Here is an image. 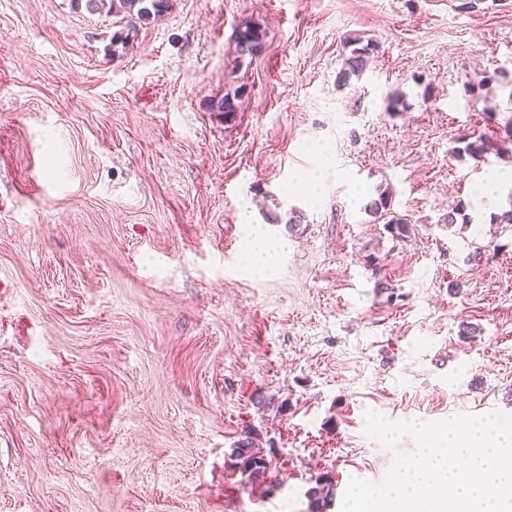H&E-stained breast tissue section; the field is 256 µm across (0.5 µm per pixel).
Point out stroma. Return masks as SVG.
<instances>
[{
  "label": "stroma",
  "instance_id": "35a3bbf8",
  "mask_svg": "<svg viewBox=\"0 0 512 512\" xmlns=\"http://www.w3.org/2000/svg\"><path fill=\"white\" fill-rule=\"evenodd\" d=\"M114 30L0 0V512H312L322 477L341 512L393 461L365 409L512 414V181L473 199L512 141L457 153L512 127V0H171L119 57ZM384 188L407 238L363 209ZM256 227L288 243L262 274ZM263 42L264 31L256 26H246L236 35V46L240 56H253L263 47ZM374 49L375 46L369 43L352 49L350 56L344 60L342 68L338 72L337 82L341 85H346L352 76L359 77L362 75L368 67ZM248 258L247 268L254 272H265L269 268L268 250L258 233L251 239L245 253ZM233 457L236 458L235 466L241 469V473L251 484L266 473L269 460L265 459L261 452L254 450L252 437L248 436L238 442L237 448L233 449Z\"/></svg>",
  "mask_w": 512,
  "mask_h": 512
}]
</instances>
